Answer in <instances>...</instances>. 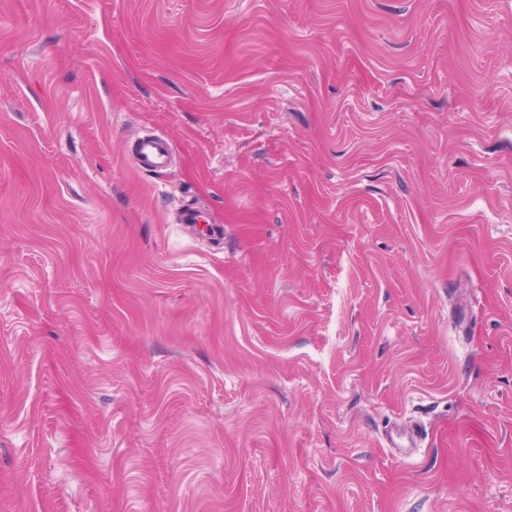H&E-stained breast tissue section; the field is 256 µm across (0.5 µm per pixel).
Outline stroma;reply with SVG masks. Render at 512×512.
I'll return each mask as SVG.
<instances>
[{"label":"stroma","mask_w":512,"mask_h":512,"mask_svg":"<svg viewBox=\"0 0 512 512\" xmlns=\"http://www.w3.org/2000/svg\"><path fill=\"white\" fill-rule=\"evenodd\" d=\"M0 512H512V0H0ZM168 141L160 135H149L137 143L139 168L156 171L168 168L171 157Z\"/></svg>","instance_id":"1"}]
</instances>
